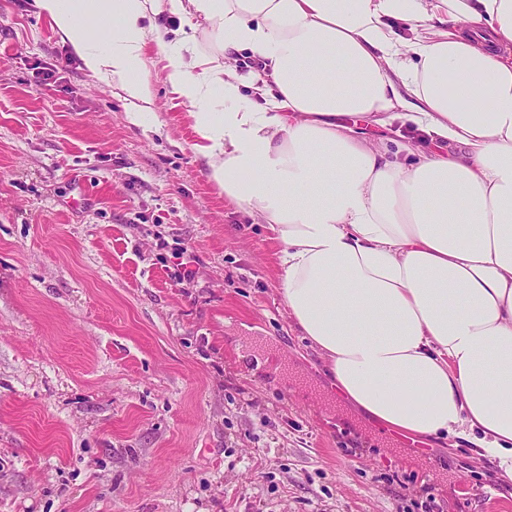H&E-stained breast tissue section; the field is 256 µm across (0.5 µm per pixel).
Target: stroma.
Instances as JSON below:
<instances>
[{"label":"stroma","mask_w":512,"mask_h":512,"mask_svg":"<svg viewBox=\"0 0 512 512\" xmlns=\"http://www.w3.org/2000/svg\"><path fill=\"white\" fill-rule=\"evenodd\" d=\"M144 61L148 126L0 0V512H512L489 462L337 395L279 245L210 180L157 42ZM363 131L432 147L401 116ZM178 259L174 265L172 279L176 285H191L196 277L195 264H198V257L187 247L182 248L177 254Z\"/></svg>","instance_id":"35a3bbf8"}]
</instances>
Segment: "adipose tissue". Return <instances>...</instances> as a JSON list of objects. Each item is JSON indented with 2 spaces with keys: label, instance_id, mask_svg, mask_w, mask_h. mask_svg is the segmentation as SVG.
Instances as JSON below:
<instances>
[{
  "label": "adipose tissue",
  "instance_id": "adipose-tissue-1",
  "mask_svg": "<svg viewBox=\"0 0 512 512\" xmlns=\"http://www.w3.org/2000/svg\"><path fill=\"white\" fill-rule=\"evenodd\" d=\"M34 5L137 124L144 47L162 42L210 179L279 243L288 314L337 388L380 426L472 446L512 480V0ZM164 10L191 20L170 41L147 23ZM244 51L263 62L257 102L225 64ZM401 110L445 149L404 166L338 122Z\"/></svg>",
  "mask_w": 512,
  "mask_h": 512
}]
</instances>
